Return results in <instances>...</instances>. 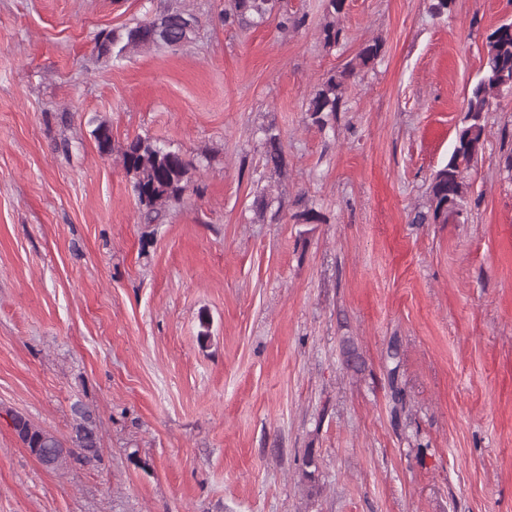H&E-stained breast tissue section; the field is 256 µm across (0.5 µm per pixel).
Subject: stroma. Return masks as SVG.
Listing matches in <instances>:
<instances>
[{
    "instance_id": "stroma-1",
    "label": "stroma",
    "mask_w": 512,
    "mask_h": 512,
    "mask_svg": "<svg viewBox=\"0 0 512 512\" xmlns=\"http://www.w3.org/2000/svg\"><path fill=\"white\" fill-rule=\"evenodd\" d=\"M226 4L0 0V512H512V95L463 215L411 221L512 0H347L331 51L322 0H283L306 18L288 34ZM182 6L179 50L99 57V31ZM375 37L347 111L312 124ZM271 126L283 175L256 149ZM138 135L197 165L150 229L121 163ZM78 407L99 458L63 471L9 425L66 437ZM383 47V40L379 38L366 41L355 58L324 78L313 92L306 109L313 124L323 129L331 120H336L340 112L347 111V90L351 79L365 69L373 68Z\"/></svg>"
}]
</instances>
